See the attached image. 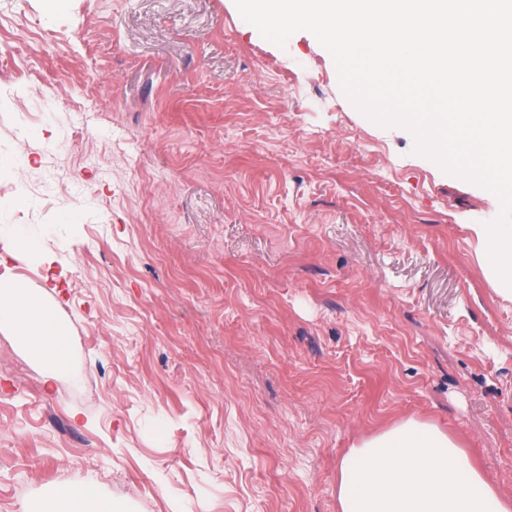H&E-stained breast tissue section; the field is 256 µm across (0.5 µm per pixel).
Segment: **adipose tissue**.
<instances>
[{"mask_svg": "<svg viewBox=\"0 0 512 512\" xmlns=\"http://www.w3.org/2000/svg\"><path fill=\"white\" fill-rule=\"evenodd\" d=\"M0 333L36 363L42 383L71 376L73 349L48 289L0 268ZM337 512H512V497L485 479L458 439L409 419L352 445L336 472ZM23 512H128L91 475L54 484Z\"/></svg>", "mask_w": 512, "mask_h": 512, "instance_id": "ef3b65f1", "label": "adipose tissue"}]
</instances>
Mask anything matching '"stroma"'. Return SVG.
Here are the masks:
<instances>
[{"label": "stroma", "mask_w": 512, "mask_h": 512, "mask_svg": "<svg viewBox=\"0 0 512 512\" xmlns=\"http://www.w3.org/2000/svg\"><path fill=\"white\" fill-rule=\"evenodd\" d=\"M414 148L234 0H0V224L54 263L0 260L60 276L81 378L0 333V512L76 472L132 512H336L344 453L411 418L512 496L501 204Z\"/></svg>", "instance_id": "1"}]
</instances>
